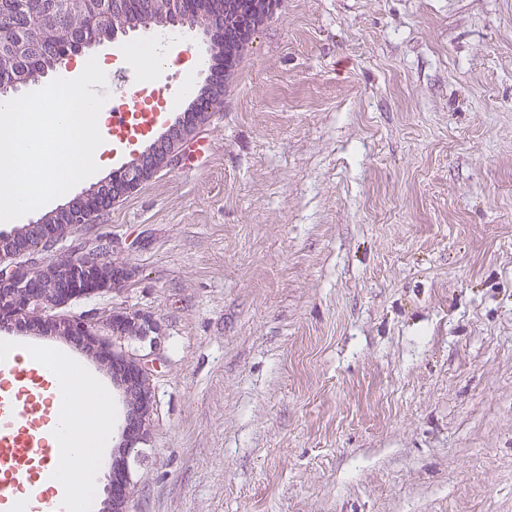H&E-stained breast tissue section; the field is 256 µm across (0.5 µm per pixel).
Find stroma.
I'll list each match as a JSON object with an SVG mask.
<instances>
[{"label":"stroma","mask_w":512,"mask_h":512,"mask_svg":"<svg viewBox=\"0 0 512 512\" xmlns=\"http://www.w3.org/2000/svg\"><path fill=\"white\" fill-rule=\"evenodd\" d=\"M100 238L71 311L158 326L126 512H512V0H282ZM200 117L198 113L191 117L190 111L181 113L174 124L169 127L168 131L163 135L167 138L168 143L162 149L163 154L160 168L168 165L171 166L180 158L184 144L190 140L200 125L205 122L201 121Z\"/></svg>","instance_id":"stroma-1"}]
</instances>
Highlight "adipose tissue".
I'll list each match as a JSON object with an SVG mask.
<instances>
[{"label":"adipose tissue","mask_w":512,"mask_h":512,"mask_svg":"<svg viewBox=\"0 0 512 512\" xmlns=\"http://www.w3.org/2000/svg\"><path fill=\"white\" fill-rule=\"evenodd\" d=\"M35 364L44 387L35 401L51 398L44 420L32 436L45 441L54 460L52 469L32 459L30 474L20 478L14 495L24 512H86L85 489L95 485L105 462L112 407L102 385L68 355L51 356L34 347L6 354L5 366L15 358Z\"/></svg>","instance_id":"adipose-tissue-1"}]
</instances>
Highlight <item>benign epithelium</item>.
I'll return each mask as SVG.
<instances>
[{"mask_svg":"<svg viewBox=\"0 0 512 512\" xmlns=\"http://www.w3.org/2000/svg\"><path fill=\"white\" fill-rule=\"evenodd\" d=\"M160 1L164 5L159 27L164 30L184 27L193 16L233 10L231 6L224 7L222 0H140L136 4L131 0H20V11L30 12L37 18V32L29 34L16 16L0 15V24L11 26L13 31L11 39L0 42V93L6 95L31 85L21 64L34 61L42 64L44 70H51L72 53L115 40L120 30L112 28V16L124 14L135 6L152 17ZM75 17L87 19V26L77 32L69 26ZM198 29L203 31L211 48L224 40L222 24L208 21ZM201 124L203 121L198 113H183L176 119L164 134L168 145L162 149L161 166L171 165L180 158L184 144ZM149 162L148 156L140 154L120 176L113 180L105 178L64 205L45 212L31 222L30 239L21 246L15 244V232L0 233V323L62 332L66 338L81 345L99 348L102 356L120 372V382L128 397L138 399L145 410L150 408L147 386L151 385L154 367L152 354L117 353L112 335L131 326L137 333L125 340L144 342L155 331L150 317L124 313L77 316L63 312L72 300L117 288L128 275L118 274L102 282L94 281L99 270L110 266L109 247L98 244L87 252L69 255L70 262L59 269L63 286L46 288L43 277L52 270V259L44 258L42 254L53 251L61 240L86 223L88 217L105 211L106 206L100 199L116 194L117 184L130 190L138 187L146 176ZM121 438L123 447L129 452L146 442L140 414L129 413ZM141 457L142 452L136 451L134 456L128 455L113 466L108 490L112 498L126 499L130 462L138 463Z\"/></svg>","mask_w":512,"mask_h":512,"instance_id":"benign-epithelium-1","label":"benign epithelium"}]
</instances>
